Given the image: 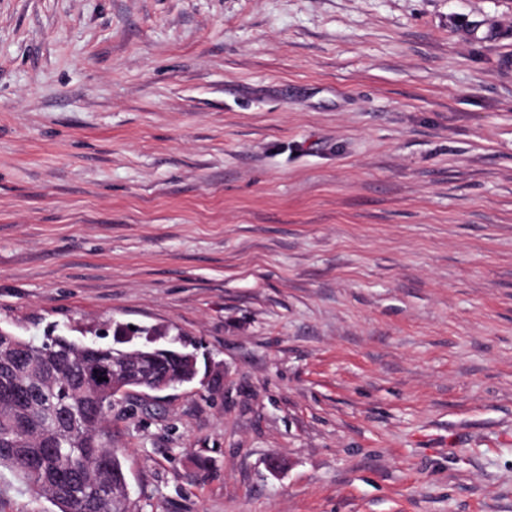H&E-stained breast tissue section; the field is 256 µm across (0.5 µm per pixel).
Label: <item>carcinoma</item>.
Instances as JSON below:
<instances>
[{"label":"carcinoma","instance_id":"carcinoma-1","mask_svg":"<svg viewBox=\"0 0 512 512\" xmlns=\"http://www.w3.org/2000/svg\"><path fill=\"white\" fill-rule=\"evenodd\" d=\"M11 341L29 347L44 381L30 386L18 362H0V466L15 469L58 512H134L118 449L105 440L112 385L90 386L78 375L100 363L121 373L122 358L136 350L122 355L107 346L95 359L84 353L85 341L66 336L40 343L3 336L0 346ZM145 368L151 379L169 376L182 384L197 375L175 354L151 358Z\"/></svg>","mask_w":512,"mask_h":512}]
</instances>
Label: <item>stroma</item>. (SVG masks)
Instances as JSON below:
<instances>
[{"instance_id": "obj_1", "label": "stroma", "mask_w": 512, "mask_h": 512, "mask_svg": "<svg viewBox=\"0 0 512 512\" xmlns=\"http://www.w3.org/2000/svg\"><path fill=\"white\" fill-rule=\"evenodd\" d=\"M118 323L137 512H512V0H0V327ZM145 368L146 375L151 379L170 376L181 384L192 383L197 375L196 364L194 367H190L175 354L150 358L145 363Z\"/></svg>"}]
</instances>
